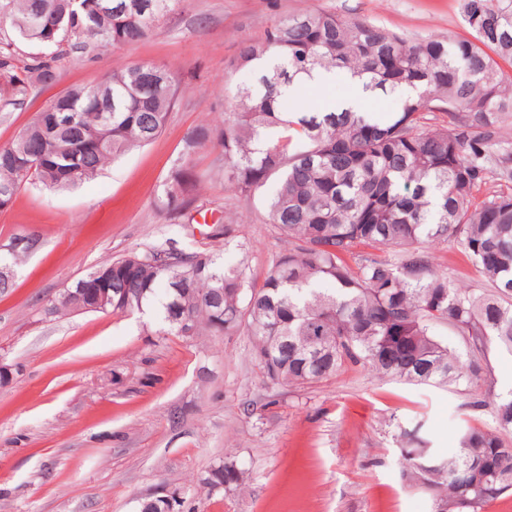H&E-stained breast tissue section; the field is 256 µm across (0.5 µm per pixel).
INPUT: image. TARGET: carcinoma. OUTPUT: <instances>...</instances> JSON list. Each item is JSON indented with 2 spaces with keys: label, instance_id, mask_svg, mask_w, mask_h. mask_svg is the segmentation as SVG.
<instances>
[{
  "label": "carcinoma",
  "instance_id": "carcinoma-1",
  "mask_svg": "<svg viewBox=\"0 0 512 512\" xmlns=\"http://www.w3.org/2000/svg\"><path fill=\"white\" fill-rule=\"evenodd\" d=\"M176 0H0V22L41 49L20 59L0 44V101L24 103L57 79L73 50L105 51L147 37ZM469 36L410 37L365 19L303 10L242 44L236 68L255 80L225 95L224 128L202 124L185 138L164 188L167 209L188 204L189 165L209 145L224 154L225 190L249 196L275 178L269 223L284 243L262 285L240 258L219 266L173 244L116 258L112 287L149 311L163 331L189 340L186 311L204 331L245 328L263 376L289 387L327 380L359 364L378 380L448 387L481 378L476 353L512 354V0H458ZM317 69L367 78L399 101L395 112L286 111L282 90ZM177 86L164 69L133 64L61 94L73 122L43 109L0 146V208L20 189L91 179L114 158L161 133ZM457 243L488 287L456 285L435 250ZM461 336L448 345L435 326ZM469 407L494 426L462 420L458 448L442 457L424 425L401 429V479L425 492L432 512H485L512 492V393ZM210 491L246 489L224 460L205 472Z\"/></svg>",
  "mask_w": 512,
  "mask_h": 512
}]
</instances>
